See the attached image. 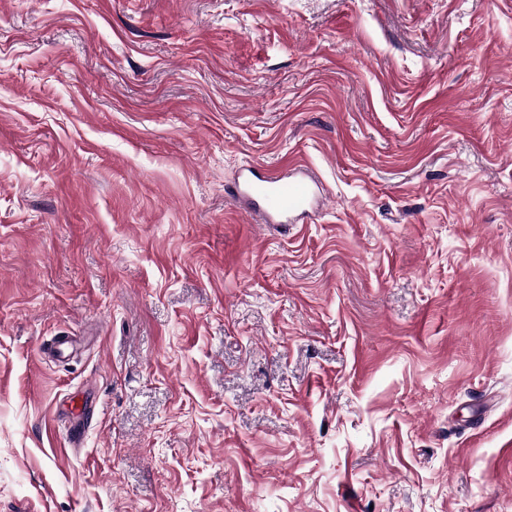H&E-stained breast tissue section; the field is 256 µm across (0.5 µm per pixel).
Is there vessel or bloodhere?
Listing matches in <instances>:
<instances>
[{"label":"vessel or blood","instance_id":"obj_1","mask_svg":"<svg viewBox=\"0 0 512 512\" xmlns=\"http://www.w3.org/2000/svg\"><path fill=\"white\" fill-rule=\"evenodd\" d=\"M231 194L264 224H284L309 213L318 204L313 179L299 167L275 170L247 168L244 179Z\"/></svg>","mask_w":512,"mask_h":512}]
</instances>
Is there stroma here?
<instances>
[{"label": "stroma", "instance_id": "obj_1", "mask_svg": "<svg viewBox=\"0 0 512 512\" xmlns=\"http://www.w3.org/2000/svg\"><path fill=\"white\" fill-rule=\"evenodd\" d=\"M0 512H512V0H0ZM302 167H249L243 181L231 190L232 197L262 224H288V218L304 216L318 204L315 182Z\"/></svg>", "mask_w": 512, "mask_h": 512}]
</instances>
